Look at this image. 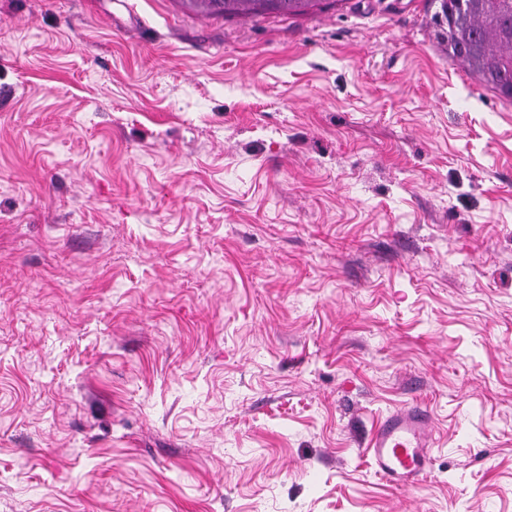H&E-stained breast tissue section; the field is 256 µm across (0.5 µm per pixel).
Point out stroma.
<instances>
[{"label":"stroma","instance_id":"1","mask_svg":"<svg viewBox=\"0 0 512 512\" xmlns=\"http://www.w3.org/2000/svg\"><path fill=\"white\" fill-rule=\"evenodd\" d=\"M0 512H512V101L440 0H0ZM203 11L224 14V17L238 15H264L276 13L294 16L321 8L324 0H183ZM429 410L413 402L388 412L373 427L366 455L381 479L392 486L411 488L429 473L435 443Z\"/></svg>","mask_w":512,"mask_h":512}]
</instances>
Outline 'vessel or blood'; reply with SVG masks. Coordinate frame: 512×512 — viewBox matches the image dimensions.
Instances as JSON below:
<instances>
[{"mask_svg":"<svg viewBox=\"0 0 512 512\" xmlns=\"http://www.w3.org/2000/svg\"><path fill=\"white\" fill-rule=\"evenodd\" d=\"M429 410L413 402L388 412L373 427L365 446L381 479L402 488L416 486L429 473L435 443Z\"/></svg>","mask_w":512,"mask_h":512,"instance_id":"b4317fda","label":"vessel or blood"}]
</instances>
